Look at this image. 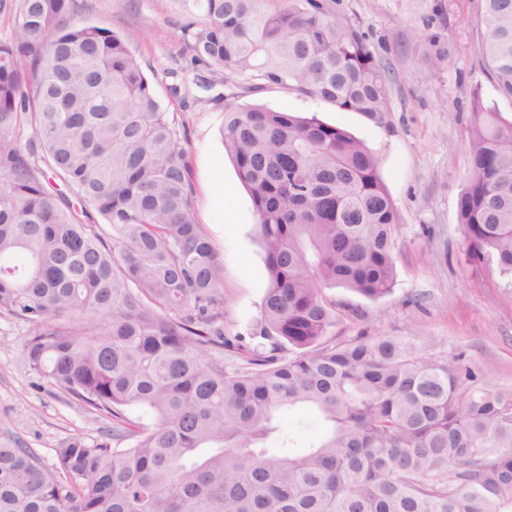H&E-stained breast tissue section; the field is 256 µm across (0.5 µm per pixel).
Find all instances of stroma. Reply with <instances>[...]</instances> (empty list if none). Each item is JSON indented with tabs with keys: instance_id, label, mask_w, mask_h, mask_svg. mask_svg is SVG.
Masks as SVG:
<instances>
[{
	"instance_id": "stroma-1",
	"label": "stroma",
	"mask_w": 512,
	"mask_h": 512,
	"mask_svg": "<svg viewBox=\"0 0 512 512\" xmlns=\"http://www.w3.org/2000/svg\"><path fill=\"white\" fill-rule=\"evenodd\" d=\"M366 36L390 83L383 120L240 77L205 92L185 56L172 0H87L84 22L129 34L130 47L170 120L185 134L196 190V218L224 261V334L252 344L267 290L265 254L251 197L224 148V113L257 104L314 116L363 140L399 213L391 292L369 299L328 290L336 304L337 340L364 333L415 336L434 355L465 352L481 385L512 388V283L493 261L464 255L457 201L469 174L473 93L512 112L488 80L478 52V0H336ZM180 84L183 98L169 88ZM27 324L0 316V433L33 448L46 466L70 438L93 442L112 423L89 413L27 369Z\"/></svg>"
}]
</instances>
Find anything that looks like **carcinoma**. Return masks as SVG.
Here are the masks:
<instances>
[{
  "label": "carcinoma",
  "instance_id": "cac0c4a2",
  "mask_svg": "<svg viewBox=\"0 0 512 512\" xmlns=\"http://www.w3.org/2000/svg\"><path fill=\"white\" fill-rule=\"evenodd\" d=\"M173 2L200 87L249 76L389 111L385 71L335 0ZM86 7L18 0L0 40V315L29 325V370L112 420V440L72 438L49 468L1 437L0 512H512V389L475 387L463 354H425L413 336L331 335L327 290L377 299L394 283L379 158L314 116L224 112L268 279L260 342L224 336V264L196 220L183 140L128 38L83 22ZM479 24L485 70L512 100V0H481ZM469 132L465 256L512 279V113L476 91ZM303 408L322 434L269 454L278 419Z\"/></svg>",
  "mask_w": 512,
  "mask_h": 512
}]
</instances>
